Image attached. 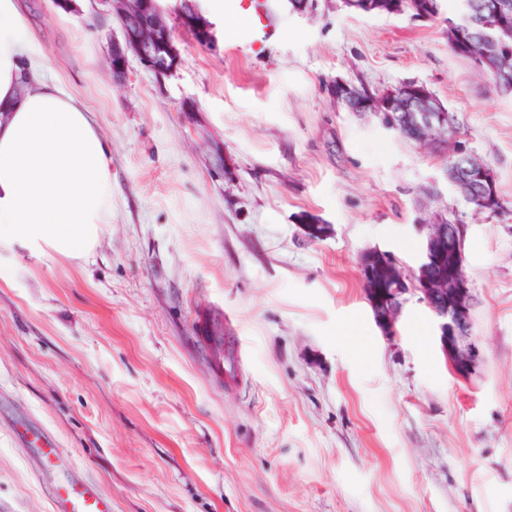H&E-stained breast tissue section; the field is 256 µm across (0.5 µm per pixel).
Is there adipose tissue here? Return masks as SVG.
<instances>
[{
	"mask_svg": "<svg viewBox=\"0 0 512 512\" xmlns=\"http://www.w3.org/2000/svg\"><path fill=\"white\" fill-rule=\"evenodd\" d=\"M44 68L18 0H0V248L79 259L112 221V150Z\"/></svg>",
	"mask_w": 512,
	"mask_h": 512,
	"instance_id": "1",
	"label": "adipose tissue"
}]
</instances>
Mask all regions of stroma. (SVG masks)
Segmentation results:
<instances>
[{
  "mask_svg": "<svg viewBox=\"0 0 512 512\" xmlns=\"http://www.w3.org/2000/svg\"><path fill=\"white\" fill-rule=\"evenodd\" d=\"M22 2L46 77L112 145V222L83 260L0 250V512H52L57 477L25 428L112 512H512V216L468 206L441 148L329 91L423 84L512 201V92L449 51L457 0L434 19L273 0L257 55L209 0V47L181 0H159L177 68L132 55L120 82L106 0ZM452 209L482 351L467 381L417 297L384 335L358 265L377 248L416 272L428 221ZM307 215L329 234L310 240ZM216 318L249 350L233 387Z\"/></svg>",
  "mask_w": 512,
  "mask_h": 512,
  "instance_id": "1",
  "label": "stroma"
}]
</instances>
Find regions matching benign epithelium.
<instances>
[{"label":"benign epithelium","mask_w":512,"mask_h":512,"mask_svg":"<svg viewBox=\"0 0 512 512\" xmlns=\"http://www.w3.org/2000/svg\"><path fill=\"white\" fill-rule=\"evenodd\" d=\"M112 12L121 21L126 35L124 44L112 48L110 64L113 76L120 80L127 69V51L131 50L144 67L157 75H166L173 70L167 58L176 56L172 31L159 6L148 7L145 0H106ZM187 27L194 36H203L213 43L214 33L211 25L196 11L191 10V18L185 19ZM163 46L168 56L159 55L157 47ZM413 98L406 103L405 110L412 113L411 129L414 137L423 141H434L436 128L435 107L430 95L422 88L412 90ZM446 226L435 219L426 239L425 260L414 275L419 287H410L407 277L395 281L389 290L390 297L376 309L375 319L386 335L396 337L398 316L406 303L405 295L419 296L438 320L439 341L442 351L448 356L454 370L462 377H469L475 371L480 359V349L472 339L471 330V288L462 269L458 256L461 248L450 251L446 245ZM377 255L394 270L400 264L391 254L376 248L364 250L360 255V267L363 277H369L367 263L372 255ZM446 261L452 267L448 275V287L441 288V279L430 274V268L436 263Z\"/></svg>","instance_id":"benign-epithelium-1"}]
</instances>
